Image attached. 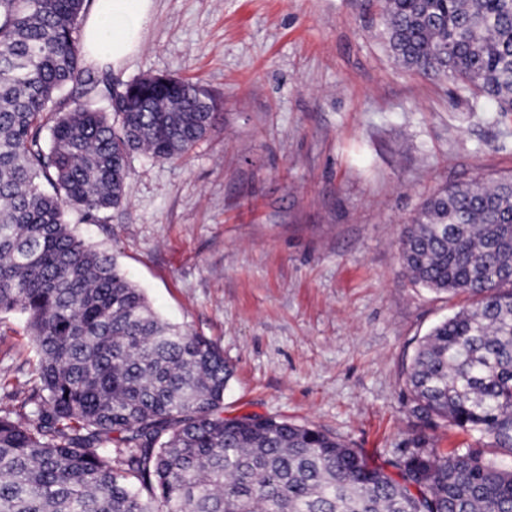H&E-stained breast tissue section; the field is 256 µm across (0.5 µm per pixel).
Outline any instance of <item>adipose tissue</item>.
<instances>
[{"label": "adipose tissue", "mask_w": 512, "mask_h": 512, "mask_svg": "<svg viewBox=\"0 0 512 512\" xmlns=\"http://www.w3.org/2000/svg\"><path fill=\"white\" fill-rule=\"evenodd\" d=\"M152 6L153 0H95L82 40L86 57L120 66L140 49Z\"/></svg>", "instance_id": "1"}]
</instances>
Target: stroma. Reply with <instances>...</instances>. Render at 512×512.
Masks as SVG:
<instances>
[{
    "label": "stroma",
    "instance_id": "obj_1",
    "mask_svg": "<svg viewBox=\"0 0 512 512\" xmlns=\"http://www.w3.org/2000/svg\"><path fill=\"white\" fill-rule=\"evenodd\" d=\"M97 72L197 82L220 105L182 159L134 152L104 221L67 222L221 348L225 417L314 427L376 465L418 434L466 443L412 416L406 386L465 298L413 285L398 239L436 186L512 173V117L398 65L378 0H153L141 50ZM37 367L24 316L1 313L0 408L26 416Z\"/></svg>",
    "mask_w": 512,
    "mask_h": 512
}]
</instances>
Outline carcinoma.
Instances as JSON below:
<instances>
[{"mask_svg":"<svg viewBox=\"0 0 512 512\" xmlns=\"http://www.w3.org/2000/svg\"><path fill=\"white\" fill-rule=\"evenodd\" d=\"M87 3L0 0V312L26 316L39 355L27 421L0 410V512H512V175L438 188L400 239L413 283L469 297L415 353L412 412L474 444L444 454L420 435L389 472L316 428L226 418L220 348L65 223L122 204L133 152L183 158L217 103L85 68ZM380 7L398 63L512 115V0Z\"/></svg>","mask_w":512,"mask_h":512,"instance_id":"1","label":"carcinoma"}]
</instances>
